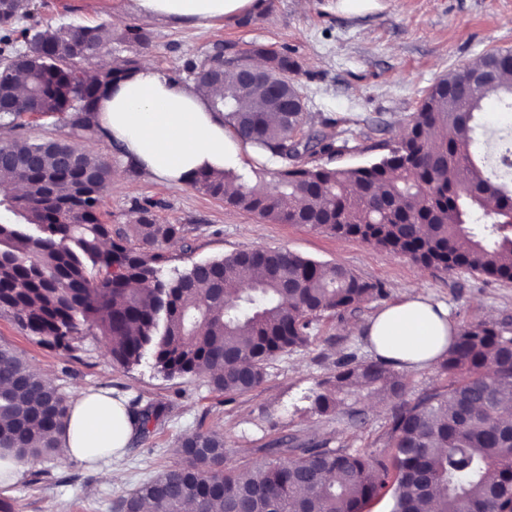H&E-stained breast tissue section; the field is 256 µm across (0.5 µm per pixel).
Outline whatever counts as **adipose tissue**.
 I'll return each instance as SVG.
<instances>
[{
  "instance_id": "ef3b65f1",
  "label": "adipose tissue",
  "mask_w": 512,
  "mask_h": 512,
  "mask_svg": "<svg viewBox=\"0 0 512 512\" xmlns=\"http://www.w3.org/2000/svg\"><path fill=\"white\" fill-rule=\"evenodd\" d=\"M137 10L177 24L204 25L259 10L263 0H135ZM213 88L189 87L145 63L104 87L93 116L128 163L160 185H178L201 171H221L251 153L214 111ZM377 356L406 369L441 359L454 334L446 307L419 292L381 309L365 328ZM137 433L125 404L104 392L81 393L68 404L58 440L63 459L92 465L122 455Z\"/></svg>"
}]
</instances>
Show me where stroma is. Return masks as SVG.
I'll return each instance as SVG.
<instances>
[{"instance_id":"stroma-1","label":"stroma","mask_w":512,"mask_h":512,"mask_svg":"<svg viewBox=\"0 0 512 512\" xmlns=\"http://www.w3.org/2000/svg\"><path fill=\"white\" fill-rule=\"evenodd\" d=\"M44 24L92 26L110 31L99 58L83 62L85 71L132 58L168 74L183 73L216 47L225 53L255 46L288 52L297 63L293 77L305 97L306 111L331 118L350 130L351 151L311 156L314 164L339 168L366 164L379 156V144L407 130L422 98L436 80L491 50L512 49V0H264L253 15L227 18L209 26H178L137 13L133 0H30ZM123 21H115V11ZM137 25L145 44H121L126 26ZM478 149L492 146L500 132L512 129V111L499 100H483ZM17 136L65 139L70 128L63 114L27 112ZM92 151L112 161V178L101 195L99 215L112 226L128 223L136 202L151 199L163 224L185 227L184 240L164 247L166 271L242 250L280 249L322 262L342 264L379 285L382 296L369 298L359 311L322 314L313 321L307 346L272 357L264 382L254 391L225 396L200 375L168 378L151 361L123 367L102 343L83 337L78 350L65 353L41 344L21 329L11 311L0 310V344L13 348L67 399L85 390L107 387L163 406L161 423L149 440L132 441L118 459L97 468L55 458L25 461L23 475L10 486L15 512H113L116 501L162 467L178 462V440L196 429L224 436V467L232 470L278 441L327 442L371 452L380 446L388 404L367 392L347 397L343 408L323 415L314 407L321 380L332 377L344 357H374L364 327L381 308L413 288L447 305L456 326L489 322L512 331V283L470 273L424 268L355 239L339 238L300 224H272L231 207L190 185L165 187L125 165L111 144L92 140ZM50 469L52 483L35 475Z\"/></svg>"}]
</instances>
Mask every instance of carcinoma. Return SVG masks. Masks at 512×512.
Masks as SVG:
<instances>
[{
	"mask_svg": "<svg viewBox=\"0 0 512 512\" xmlns=\"http://www.w3.org/2000/svg\"><path fill=\"white\" fill-rule=\"evenodd\" d=\"M0 8V127L15 130L23 112L68 113L77 115L71 136L101 137L87 118L98 88L134 70L136 60L124 59L90 83L74 50L93 51L100 28L19 30L13 23L31 16L27 0ZM20 37L23 51L15 46ZM252 52L265 58L263 78L244 87L224 82L216 69L234 56L218 49L201 63L214 73L194 84L222 88L212 108L229 113L233 133L257 158L243 171L200 172L192 187L273 224L355 238L434 270L512 281V222L500 215L492 224L472 223L491 201L512 213V134L499 137L489 167L474 151L483 99L495 96L512 110V80H505L511 49L483 53L441 78L394 147L351 168L302 161L339 154L349 138L304 128L306 102L288 76L295 68L288 53ZM19 73L27 80L22 97L15 93ZM0 150V182L25 185L20 194L0 191V211L12 215L0 218V309L64 353L91 334L121 366L150 359L168 377L202 374L212 390L243 395L264 381L270 357L307 344L313 318L353 311L379 292L344 265L273 249L233 252L167 274L162 248L183 238L184 227L158 223L152 200L136 205L132 224L114 230L102 223L99 191L111 180L109 159L58 139L8 136ZM268 174L275 183L259 189ZM244 269L256 272L246 283ZM221 280L235 302L215 297ZM132 282L141 288L131 290ZM440 369L446 384L410 401L404 371L393 363L349 359L316 393L321 414L336 412L358 390L391 402L383 447L370 456L304 444L269 448L261 460L225 472L224 437L199 429L179 442L177 464L115 508L143 512L149 502L152 512H365L387 496L390 512H424L439 488L433 512H512V422L501 414L512 400V335L486 322L464 326ZM161 414L152 405L137 411L139 436L149 437ZM66 416L65 395L0 345V448L21 459L55 457Z\"/></svg>",
	"mask_w": 512,
	"mask_h": 512,
	"instance_id": "cac0c4a2",
	"label": "carcinoma"
}]
</instances>
